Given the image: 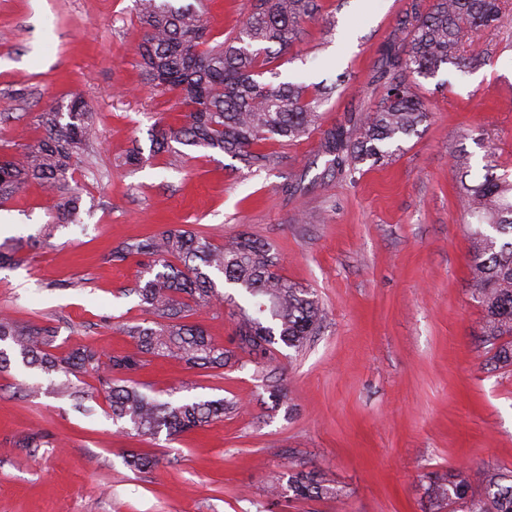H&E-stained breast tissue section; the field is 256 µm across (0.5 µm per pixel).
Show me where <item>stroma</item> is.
<instances>
[{
	"mask_svg": "<svg viewBox=\"0 0 512 512\" xmlns=\"http://www.w3.org/2000/svg\"><path fill=\"white\" fill-rule=\"evenodd\" d=\"M319 20L273 62L282 79L331 87L323 127L377 104L381 52L411 0H318ZM252 0H208L223 42ZM135 0H0V155L34 136L39 113L81 95L96 138L81 151L80 220L53 224L37 182L0 203V242L40 237L0 268V315L56 327V352L134 351L125 325L149 321L134 292L145 268L116 262L121 243L187 224L219 243H271L283 276L311 290L326 318L302 351L191 369L154 358L136 376L159 400L224 399L236 411L175 439L122 432L95 378L83 408L22 364L0 371V512H427V476L469 466L512 470V367L480 340L459 151L485 148L512 176V16L482 34L486 65L422 81L427 123L383 164L325 176L320 134L267 143L274 168L177 145L151 156L155 130L183 109L137 66ZM141 151L144 160L126 163ZM48 237H41V230ZM287 396L274 400L273 386ZM159 463L131 472L126 451ZM316 467L336 497L297 500L269 479Z\"/></svg>",
	"mask_w": 512,
	"mask_h": 512,
	"instance_id": "stroma-1",
	"label": "stroma"
}]
</instances>
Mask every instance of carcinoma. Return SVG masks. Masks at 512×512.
<instances>
[{
    "mask_svg": "<svg viewBox=\"0 0 512 512\" xmlns=\"http://www.w3.org/2000/svg\"><path fill=\"white\" fill-rule=\"evenodd\" d=\"M196 7H176L171 0H137L146 33L139 64L146 83L177 93L184 122L160 128L152 153L171 151V143L219 150L249 170H266L278 156L263 148L268 140L295 141L321 131L329 169L346 175L357 166L371 167L393 155L391 147L417 132L429 116L418 93L420 80L433 79L452 65L476 70L488 53L481 34L512 14V0H433L423 11L413 3L398 23L401 36L387 45L381 60L380 99L376 108L355 117L352 126L324 129L320 97L295 82L266 83L265 66L287 51L304 25L317 19L316 0H255L248 18L224 42L208 45L203 0ZM69 109L42 112L40 134L17 144L16 153L0 159V202L22 185L38 181L55 196L52 223H72L81 196L71 187L80 151L93 139L94 127L85 101L75 95ZM462 199L478 227L472 233L469 274L482 315V343L491 346L494 366L512 365V179L497 173L492 159L472 173L469 155L456 157ZM22 246L0 243V266L21 260ZM112 260L146 263L148 277L134 292L152 324L128 325L123 335L136 346L132 353L103 359L102 352L78 348L66 357L53 353L56 330L47 325H20L0 317V369L19 360L46 376L62 375L59 389L85 398L78 382L93 375L105 393L112 418L137 437H174L224 418L234 404L222 399L161 402L133 379L148 358H174L192 368L222 369L234 352L216 345L206 330L186 319L198 310L231 298L219 287L228 284L257 299L256 310L239 309L233 342L254 360L271 355L281 342L300 351L325 320L314 294L281 273V255L267 241L246 233L215 244L182 225L125 242ZM123 375L115 379L112 374ZM158 459L129 452L126 465L144 472ZM481 493L474 492V486ZM288 486L296 499L337 496L315 472L299 464ZM433 512H512V475L481 467L436 473L429 478Z\"/></svg>",
    "mask_w": 512,
    "mask_h": 512,
    "instance_id": "1",
    "label": "carcinoma"
}]
</instances>
